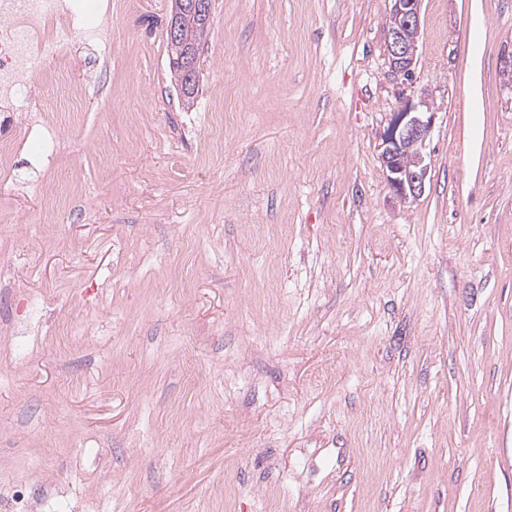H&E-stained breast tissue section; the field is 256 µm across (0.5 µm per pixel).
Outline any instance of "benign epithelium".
Wrapping results in <instances>:
<instances>
[{
    "instance_id": "1",
    "label": "benign epithelium",
    "mask_w": 512,
    "mask_h": 512,
    "mask_svg": "<svg viewBox=\"0 0 512 512\" xmlns=\"http://www.w3.org/2000/svg\"><path fill=\"white\" fill-rule=\"evenodd\" d=\"M393 24L388 28L387 57L393 73L410 77L417 58L422 0H389ZM188 14L211 15V0H172L169 31L178 43L173 69L180 78L200 69V52L181 42V23ZM436 112L428 96L406 100L390 113L380 135L381 161L387 186L400 201L413 202L425 190L430 171L427 152Z\"/></svg>"
}]
</instances>
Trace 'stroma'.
<instances>
[{
  "label": "stroma",
  "mask_w": 512,
  "mask_h": 512,
  "mask_svg": "<svg viewBox=\"0 0 512 512\" xmlns=\"http://www.w3.org/2000/svg\"><path fill=\"white\" fill-rule=\"evenodd\" d=\"M104 95L0 192V482L99 512H512V0H95ZM433 100L430 180L380 134ZM76 185L42 224L43 185ZM211 2L210 0H195L189 3L185 0H172V9L169 18L170 26L167 30V47L170 52L176 57V50L173 48L171 38L175 43L181 41V23L183 17L188 14H196L197 16H211ZM177 57L173 58V69L182 81L185 76L190 73L197 72L200 69L201 54L199 51L186 46L184 43L177 45ZM387 57L393 73L411 77L417 58L422 0H389ZM436 112L428 96L406 100L391 112L380 135L381 161L387 186L400 201H416L424 192L430 171L427 152Z\"/></svg>",
  "instance_id": "35a3bbf8"
}]
</instances>
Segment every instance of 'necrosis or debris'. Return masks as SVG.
Listing matches in <instances>:
<instances>
[{
	"label": "necrosis or debris",
	"mask_w": 512,
	"mask_h": 512,
	"mask_svg": "<svg viewBox=\"0 0 512 512\" xmlns=\"http://www.w3.org/2000/svg\"><path fill=\"white\" fill-rule=\"evenodd\" d=\"M86 9L82 0H0V189L26 159L50 167L61 153L56 113L17 118L32 83L65 90L75 123L96 94L91 76L74 72L67 57L77 38L94 60L112 57L109 28L86 23Z\"/></svg>",
	"instance_id": "obj_1"
}]
</instances>
